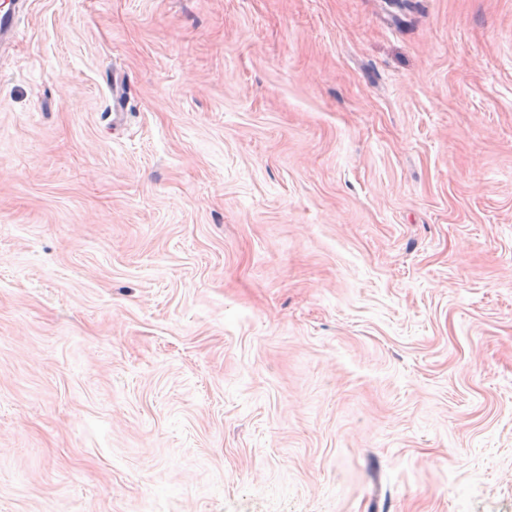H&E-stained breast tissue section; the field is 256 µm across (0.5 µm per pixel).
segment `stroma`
<instances>
[{"label": "stroma", "instance_id": "obj_1", "mask_svg": "<svg viewBox=\"0 0 512 512\" xmlns=\"http://www.w3.org/2000/svg\"><path fill=\"white\" fill-rule=\"evenodd\" d=\"M19 28L0 512H512V0Z\"/></svg>", "mask_w": 512, "mask_h": 512}]
</instances>
